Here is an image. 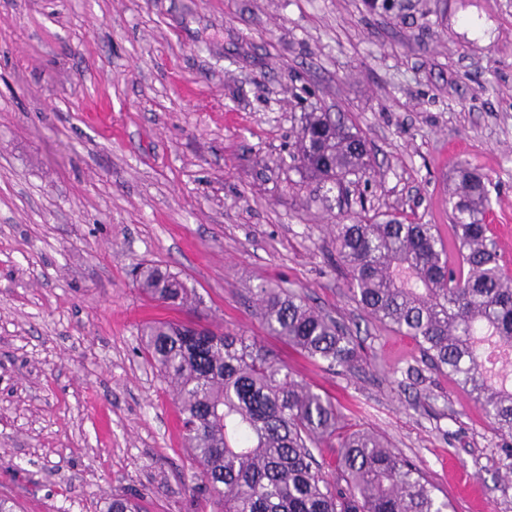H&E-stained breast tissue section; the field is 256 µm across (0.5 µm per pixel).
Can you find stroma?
<instances>
[{
    "label": "stroma",
    "instance_id": "stroma-1",
    "mask_svg": "<svg viewBox=\"0 0 512 512\" xmlns=\"http://www.w3.org/2000/svg\"><path fill=\"white\" fill-rule=\"evenodd\" d=\"M341 112L375 168H293L301 113ZM512 236V0H0V494L18 512H197L177 403L140 327L135 264L177 273L208 324L258 339L352 428L421 466L453 512H512L480 410L354 303L339 218L448 226L461 161ZM268 281L355 330L359 371L271 336Z\"/></svg>",
    "mask_w": 512,
    "mask_h": 512
}]
</instances>
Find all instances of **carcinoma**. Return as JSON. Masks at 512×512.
I'll return each instance as SVG.
<instances>
[{
    "mask_svg": "<svg viewBox=\"0 0 512 512\" xmlns=\"http://www.w3.org/2000/svg\"><path fill=\"white\" fill-rule=\"evenodd\" d=\"M293 167L342 189L371 173L366 137L330 112H305ZM489 177L460 165L448 187L451 224L361 217L332 225L350 298L373 320L411 337L426 364L484 415L512 471V356L487 365L482 341L512 349V272L487 217ZM150 302L202 314L203 300L176 273L137 266ZM265 329L329 370L355 369L351 332L290 288L262 283ZM144 354L178 404L197 465L189 491L213 512H448L422 469L377 434L349 431L336 403L297 378L255 340L176 320L142 332ZM330 451L329 468L315 454ZM108 512H142L112 495Z\"/></svg>",
    "mask_w": 512,
    "mask_h": 512,
    "instance_id": "carcinoma-1",
    "label": "carcinoma"
}]
</instances>
